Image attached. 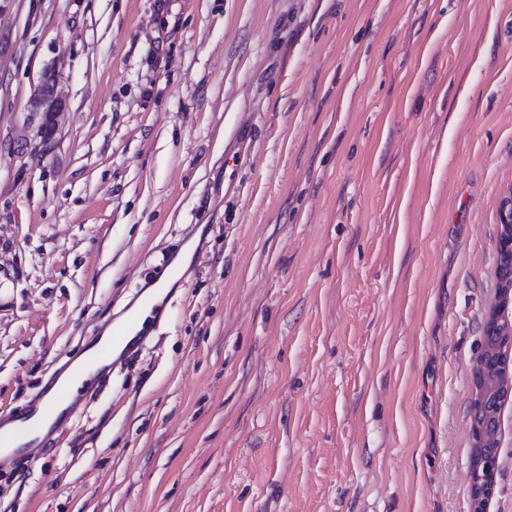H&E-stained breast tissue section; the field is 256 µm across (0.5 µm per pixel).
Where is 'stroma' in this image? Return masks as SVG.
Masks as SVG:
<instances>
[{"label":"stroma","instance_id":"stroma-1","mask_svg":"<svg viewBox=\"0 0 512 512\" xmlns=\"http://www.w3.org/2000/svg\"><path fill=\"white\" fill-rule=\"evenodd\" d=\"M511 189L512 0H0V417L173 279L0 512H472ZM52 82V75L51 73H48L42 84L40 94L35 99L33 105L31 116L33 117L32 119L39 116L40 129L46 122H49L52 126H54V117L60 110V104L54 95L55 84L52 85ZM497 249L512 254V191L505 193L500 202Z\"/></svg>","mask_w":512,"mask_h":512}]
</instances>
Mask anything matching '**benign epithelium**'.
<instances>
[{
  "instance_id": "benign-epithelium-1",
  "label": "benign epithelium",
  "mask_w": 512,
  "mask_h": 512,
  "mask_svg": "<svg viewBox=\"0 0 512 512\" xmlns=\"http://www.w3.org/2000/svg\"><path fill=\"white\" fill-rule=\"evenodd\" d=\"M52 75H46L40 94L35 99L31 116L40 118L39 125L54 123L60 104L54 95ZM497 249L512 254V191L504 194L499 206ZM485 327L496 340L482 345L472 368L470 407L493 402L497 412L493 423L471 422L472 458L470 465L473 512H484L495 485L502 412L512 399V345H502L512 338V268L503 265L497 272L496 301L490 308Z\"/></svg>"
}]
</instances>
